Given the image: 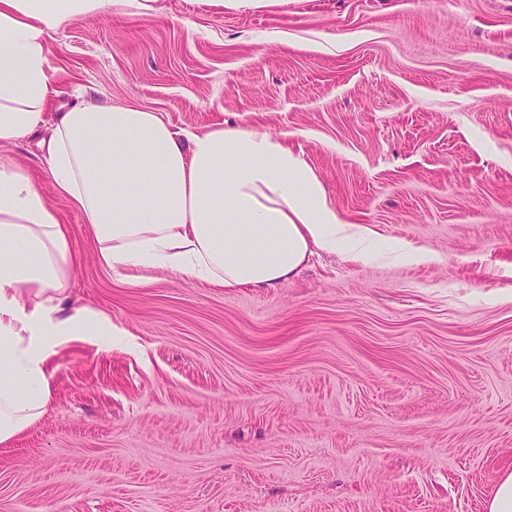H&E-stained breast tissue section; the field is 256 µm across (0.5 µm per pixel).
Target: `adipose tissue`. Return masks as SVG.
Instances as JSON below:
<instances>
[{
    "instance_id": "obj_1",
    "label": "adipose tissue",
    "mask_w": 512,
    "mask_h": 512,
    "mask_svg": "<svg viewBox=\"0 0 512 512\" xmlns=\"http://www.w3.org/2000/svg\"><path fill=\"white\" fill-rule=\"evenodd\" d=\"M154 0H0V145L34 140L49 179L81 212L113 273L163 269L224 288H273L316 250L417 262L432 253L345 223L310 166L279 138L235 126L174 129L133 104L77 102L48 121L58 91L47 40L77 15ZM70 232L26 167L0 160V445L50 401L49 361L68 344L111 346L124 330L73 306Z\"/></svg>"
}]
</instances>
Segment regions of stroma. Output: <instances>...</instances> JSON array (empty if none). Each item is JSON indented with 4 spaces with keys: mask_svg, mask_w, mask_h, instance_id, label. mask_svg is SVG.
<instances>
[{
    "mask_svg": "<svg viewBox=\"0 0 512 512\" xmlns=\"http://www.w3.org/2000/svg\"><path fill=\"white\" fill-rule=\"evenodd\" d=\"M69 19L60 95L280 137L347 223L434 261L316 253L274 288L101 265L26 144L79 272L127 336L49 361L0 445V512H485L512 471V0H157Z\"/></svg>",
    "mask_w": 512,
    "mask_h": 512,
    "instance_id": "stroma-1",
    "label": "stroma"
}]
</instances>
